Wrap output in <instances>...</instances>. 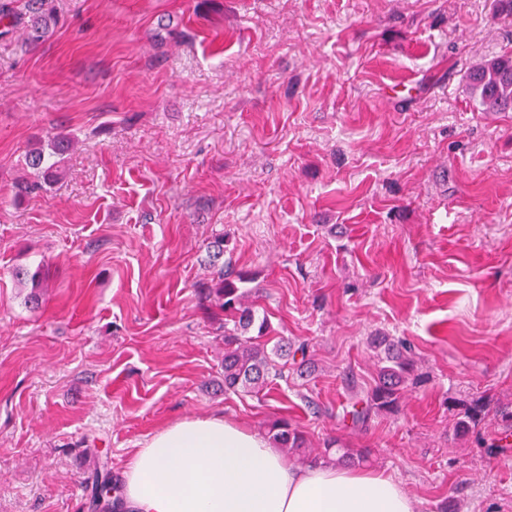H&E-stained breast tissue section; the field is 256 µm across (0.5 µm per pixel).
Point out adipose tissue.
Returning <instances> with one entry per match:
<instances>
[{
    "label": "adipose tissue",
    "instance_id": "obj_1",
    "mask_svg": "<svg viewBox=\"0 0 512 512\" xmlns=\"http://www.w3.org/2000/svg\"><path fill=\"white\" fill-rule=\"evenodd\" d=\"M112 499L116 512H413L392 475L290 465L264 435L220 415L160 428L135 450Z\"/></svg>",
    "mask_w": 512,
    "mask_h": 512
}]
</instances>
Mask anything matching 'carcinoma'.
Returning <instances> with one entry per match:
<instances>
[{
    "label": "carcinoma",
    "mask_w": 512,
    "mask_h": 512,
    "mask_svg": "<svg viewBox=\"0 0 512 512\" xmlns=\"http://www.w3.org/2000/svg\"><path fill=\"white\" fill-rule=\"evenodd\" d=\"M26 14L14 11L8 5H0V24L4 30L24 20L29 32L28 41L35 45L49 37L58 25V17L49 8L48 0H30ZM467 90L485 112L512 110V54H502L473 64L467 75ZM75 142L65 136H56L48 143L37 141L25 154V164L41 174L46 181L59 175V162H50L73 149ZM226 251L224 235H217L208 244L213 277L206 286L205 298L224 312V358L222 385L228 393H259L273 380L285 376L284 361L288 360V342L280 338L273 340L270 323L256 315L246 301L247 292L240 284L245 282L242 273L232 276L230 263L224 261ZM18 284L31 285L26 303L39 305L42 281L39 271L18 267L13 272ZM426 381V376L417 371L410 350L403 342L384 344L380 355L376 377L370 389L359 399L361 407L349 411L352 421L364 424L373 414L392 413L398 410L404 391ZM453 412V435L458 440L470 438L477 428L491 420L500 428V437L485 442L493 451L502 447V442L512 437V400L492 401L483 396L451 398L446 401ZM271 444L293 457L301 464H315L320 460L338 463H358L363 457L354 449L329 439L322 450L309 448L304 433L293 427L286 418L273 420L268 425ZM94 490L98 502L112 495L114 487L110 475L99 470L94 477Z\"/></svg>",
    "instance_id": "cac0c4a2"
}]
</instances>
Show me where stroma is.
I'll return each instance as SVG.
<instances>
[{"label": "stroma", "mask_w": 512, "mask_h": 512, "mask_svg": "<svg viewBox=\"0 0 512 512\" xmlns=\"http://www.w3.org/2000/svg\"><path fill=\"white\" fill-rule=\"evenodd\" d=\"M0 35V512H90L94 472L187 416L288 417L392 473L414 512H512V447L445 405L512 399V112L469 67L512 53L493 0H50ZM75 138L25 192L30 144ZM313 370L221 389L207 244ZM38 268L43 305L12 271ZM372 336L429 380L353 426ZM25 14L17 13L7 4L0 5V23L4 31L15 27L19 20L23 19L25 28L29 32L28 41L31 45L38 44L48 38L58 25V17L49 8L48 0H29ZM26 14L28 16L26 17Z\"/></svg>", "instance_id": "1"}]
</instances>
